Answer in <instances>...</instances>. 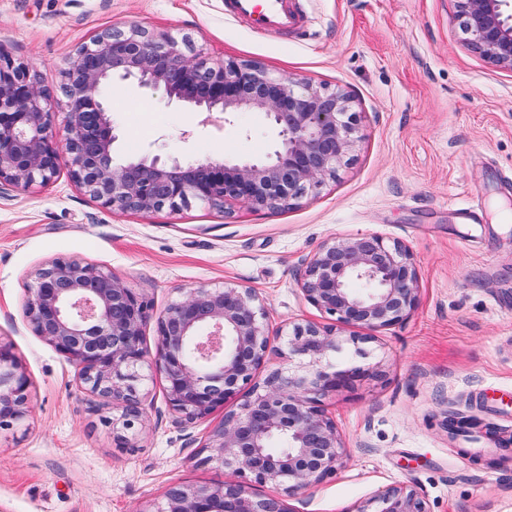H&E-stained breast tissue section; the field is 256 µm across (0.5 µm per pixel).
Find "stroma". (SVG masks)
Instances as JSON below:
<instances>
[{
	"label": "stroma",
	"mask_w": 512,
	"mask_h": 512,
	"mask_svg": "<svg viewBox=\"0 0 512 512\" xmlns=\"http://www.w3.org/2000/svg\"><path fill=\"white\" fill-rule=\"evenodd\" d=\"M305 18L288 36L254 33L226 16L224 0H0V54L57 89L79 47L98 31L139 24L188 38L194 52L256 61L357 95L361 140L336 180L292 209L223 213L195 203L148 216L113 211L60 173L44 187L0 190V344L29 380V412L0 430V512H140L175 483H218L202 446L232 399L205 418L178 421L166 382L145 367L148 420L121 447L111 406L80 386L66 357L24 316L34 271L56 258L112 272L151 307L144 345L155 352L157 319L190 289L253 288L266 310L268 368L288 365L293 324H333L298 282L332 238L377 235L410 251L419 300L402 323L373 330L365 355L330 352L333 368L378 366L381 375L323 397L347 449L337 472L290 498L295 512H356L385 490L416 489L429 512H512V457L460 455L449 415L512 435V72L462 44L450 0H299ZM103 96L121 132L117 159H258L276 133L256 112L233 124L162 92L126 82ZM484 219L462 223L470 190Z\"/></svg>",
	"instance_id": "1"
}]
</instances>
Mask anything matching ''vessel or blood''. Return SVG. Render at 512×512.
Instances as JSON below:
<instances>
[{
  "label": "vessel or blood",
  "mask_w": 512,
  "mask_h": 512,
  "mask_svg": "<svg viewBox=\"0 0 512 512\" xmlns=\"http://www.w3.org/2000/svg\"><path fill=\"white\" fill-rule=\"evenodd\" d=\"M224 10L257 33L296 31L303 26L296 0H224Z\"/></svg>",
  "instance_id": "1"
}]
</instances>
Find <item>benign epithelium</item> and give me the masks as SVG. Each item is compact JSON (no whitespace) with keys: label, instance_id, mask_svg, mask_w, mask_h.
Listing matches in <instances>:
<instances>
[{"label":"benign epithelium","instance_id":"7a95c632","mask_svg":"<svg viewBox=\"0 0 512 512\" xmlns=\"http://www.w3.org/2000/svg\"><path fill=\"white\" fill-rule=\"evenodd\" d=\"M466 47L512 71V0H451ZM186 43L139 25L104 29L62 72L69 108L64 143L53 127L51 95L29 69L0 54V187H44L67 169L102 207L143 215L178 212L193 203L225 210L292 208L336 180L357 146L356 96L305 76H274L257 62L189 56ZM161 90L201 112H260L277 133L259 160L173 156L119 161V138L103 87L113 81ZM371 287L362 290L354 282ZM305 300L345 326L386 328L414 311L418 275L408 249L378 235L328 241L300 280ZM149 301L111 272L75 259H55L33 274L25 318L35 335L77 369L86 392L122 411L107 420L115 440L128 442L144 423L140 395L148 352ZM266 312L255 290L237 285L194 288L157 320L154 365L166 380L171 410L186 421L211 414L246 391L239 410L208 436L205 458L228 471L217 484H173L164 502L139 512H296L256 486H281L288 497L336 474L346 449L322 397L378 375L360 366L323 365L340 340L329 327L296 324L288 348L306 362L258 378L269 355ZM28 380L0 344V429L28 413ZM288 439V452L268 443ZM373 512H429L413 488L396 486L374 499Z\"/></svg>","mask_w":512,"mask_h":512}]
</instances>
